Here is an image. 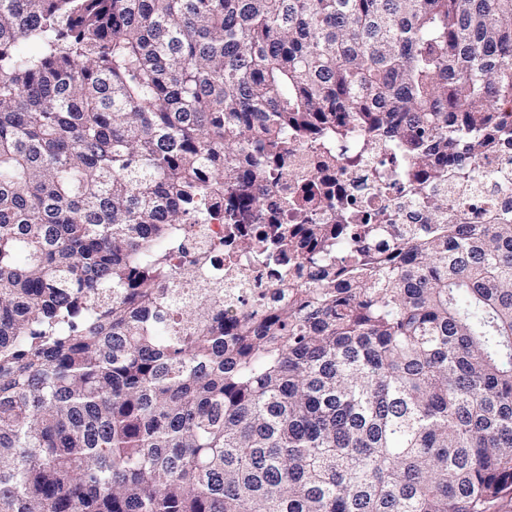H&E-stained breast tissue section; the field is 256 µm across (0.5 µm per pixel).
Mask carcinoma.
<instances>
[{"instance_id":"cac0c4a2","label":"carcinoma","mask_w":512,"mask_h":512,"mask_svg":"<svg viewBox=\"0 0 512 512\" xmlns=\"http://www.w3.org/2000/svg\"><path fill=\"white\" fill-rule=\"evenodd\" d=\"M512 143V0H0V512H499L512 217L279 224L288 300L164 299L292 144Z\"/></svg>"}]
</instances>
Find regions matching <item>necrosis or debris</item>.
I'll return each instance as SVG.
<instances>
[{
	"label": "necrosis or debris",
	"instance_id": "4bbe7bcc",
	"mask_svg": "<svg viewBox=\"0 0 512 512\" xmlns=\"http://www.w3.org/2000/svg\"><path fill=\"white\" fill-rule=\"evenodd\" d=\"M332 152L335 165L326 169L321 167L315 150L291 146L284 161L289 178L258 185L265 195V205L252 231L260 232L280 216L296 223L295 213L287 212L284 200L301 198L311 187L321 188L341 202L351 223L368 222L375 213L393 232L430 223L435 214L430 200L437 196L448 199L447 211L439 214L444 224H490L512 202L510 144H501L485 154L473 180L432 183L421 197L410 194L403 183L381 182V174L391 169L389 149L372 152L353 140L347 146L333 147ZM226 232V226L215 220L198 225L193 235L181 239L174 259L177 274L167 285L168 293L174 296L190 285L212 282L223 285L225 296L235 301L250 304L257 300L266 308L283 303V292L273 286L252 251L236 250L222 258L215 255L214 249L223 245Z\"/></svg>",
	"mask_w": 512,
	"mask_h": 512
}]
</instances>
